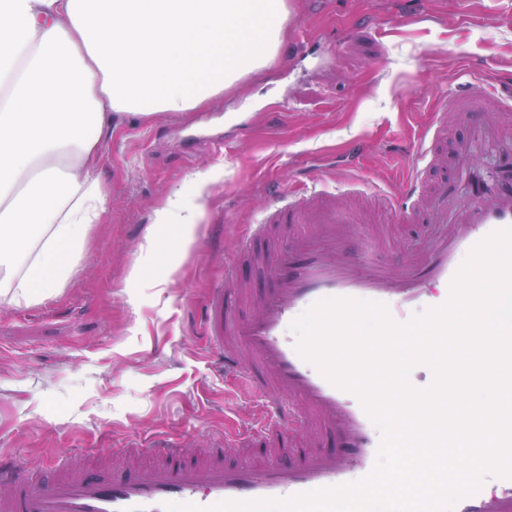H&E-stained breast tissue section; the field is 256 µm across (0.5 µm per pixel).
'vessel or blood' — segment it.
I'll return each instance as SVG.
<instances>
[{
    "label": "vessel or blood",
    "instance_id": "b4317fda",
    "mask_svg": "<svg viewBox=\"0 0 512 512\" xmlns=\"http://www.w3.org/2000/svg\"><path fill=\"white\" fill-rule=\"evenodd\" d=\"M452 114H439L417 139L419 160L393 189L361 197L355 209L367 231L340 219L332 193L314 191L288 209L269 210L239 243L223 287L214 289L207 319L225 375L263 403L264 415L235 441L205 456H186L170 442L129 447L122 471L71 459L45 480L20 479L0 456V512H165L169 502L209 508L224 501L287 499L354 483L374 470L381 434L360 398L330 383L295 350L291 323L325 297L371 300L398 324L444 305L459 259L491 233L512 227V181L490 188L474 173L473 157L496 146L512 165V85L482 79L451 96ZM469 127L452 153L439 151L449 122ZM451 166L466 198L431 180ZM396 221L424 217L431 232L423 248L397 251L388 226L375 223L371 199ZM261 274V282L244 268ZM246 313H236V304ZM151 461L138 463L141 451ZM452 512H512V477H490L460 498Z\"/></svg>",
    "mask_w": 512,
    "mask_h": 512
}]
</instances>
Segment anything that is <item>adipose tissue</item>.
I'll return each mask as SVG.
<instances>
[{"label": "adipose tissue", "instance_id": "adipose-tissue-1", "mask_svg": "<svg viewBox=\"0 0 512 512\" xmlns=\"http://www.w3.org/2000/svg\"><path fill=\"white\" fill-rule=\"evenodd\" d=\"M288 0H0V305L73 281L106 210L112 116L208 108L288 38Z\"/></svg>", "mask_w": 512, "mask_h": 512}]
</instances>
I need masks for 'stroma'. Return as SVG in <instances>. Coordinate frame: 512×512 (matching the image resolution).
<instances>
[{"label":"stroma","mask_w":512,"mask_h":512,"mask_svg":"<svg viewBox=\"0 0 512 512\" xmlns=\"http://www.w3.org/2000/svg\"><path fill=\"white\" fill-rule=\"evenodd\" d=\"M288 2V41L244 93L182 119L117 118L80 274L0 308V455L30 477L75 453L92 467L170 436L202 455L239 434L261 406L217 372L203 314L270 183L299 199L385 188L453 87L512 71V0ZM170 198L200 215L189 248L155 221Z\"/></svg>","instance_id":"1"}]
</instances>
